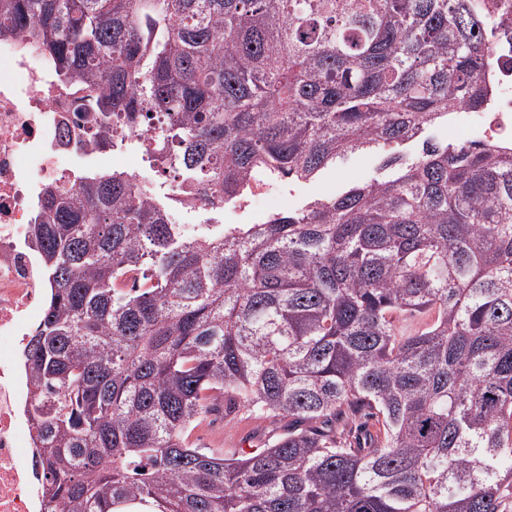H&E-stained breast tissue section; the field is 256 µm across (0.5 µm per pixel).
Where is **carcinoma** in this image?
Returning a JSON list of instances; mask_svg holds the SVG:
<instances>
[{
	"label": "carcinoma",
	"mask_w": 512,
	"mask_h": 512,
	"mask_svg": "<svg viewBox=\"0 0 512 512\" xmlns=\"http://www.w3.org/2000/svg\"><path fill=\"white\" fill-rule=\"evenodd\" d=\"M0 37L94 94L90 146L165 123L159 173L207 211L384 155L379 179L200 235L120 174L46 188L24 348L43 512H502L512 146L395 151L491 105L467 0H0ZM236 404L288 431L230 457L188 441ZM358 413L374 431L345 448Z\"/></svg>",
	"instance_id": "carcinoma-1"
}]
</instances>
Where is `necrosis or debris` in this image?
<instances>
[{
    "mask_svg": "<svg viewBox=\"0 0 512 512\" xmlns=\"http://www.w3.org/2000/svg\"><path fill=\"white\" fill-rule=\"evenodd\" d=\"M485 21L492 50V106L470 115L471 137L491 144L512 142V45L496 40L501 25L512 26V0H468ZM81 94L62 87L42 48L21 38H0V512H42L36 475L34 432L26 413L25 340L38 326L48 284L40 266L33 222L45 187L69 189L76 163L93 160L88 147V113ZM68 128L70 146L59 142ZM165 134L150 121L113 139L120 157L137 151L138 164L124 167L144 197H154L157 166L151 158Z\"/></svg>",
    "mask_w": 512,
    "mask_h": 512,
    "instance_id": "1",
    "label": "necrosis or debris"
}]
</instances>
